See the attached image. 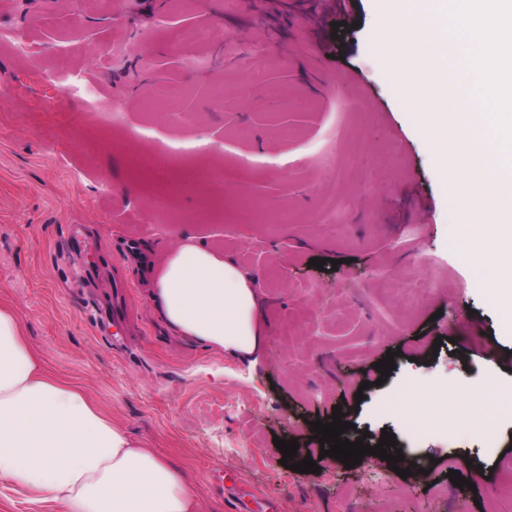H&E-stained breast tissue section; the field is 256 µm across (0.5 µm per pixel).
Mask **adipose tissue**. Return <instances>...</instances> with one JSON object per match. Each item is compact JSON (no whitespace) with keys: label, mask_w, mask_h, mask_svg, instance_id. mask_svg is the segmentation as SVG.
Returning a JSON list of instances; mask_svg holds the SVG:
<instances>
[{"label":"adipose tissue","mask_w":512,"mask_h":512,"mask_svg":"<svg viewBox=\"0 0 512 512\" xmlns=\"http://www.w3.org/2000/svg\"><path fill=\"white\" fill-rule=\"evenodd\" d=\"M150 298L175 333L232 361L262 348L255 280L218 248L182 233L153 270ZM56 512H201L185 474L50 372L16 310L0 302V491Z\"/></svg>","instance_id":"obj_1"}]
</instances>
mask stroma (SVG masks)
Here are the masks:
<instances>
[{"label": "stroma", "instance_id": "1", "mask_svg": "<svg viewBox=\"0 0 512 512\" xmlns=\"http://www.w3.org/2000/svg\"><path fill=\"white\" fill-rule=\"evenodd\" d=\"M203 26L226 42L182 39ZM379 28L372 0H0V30L28 44L0 51V299L51 371L191 475L202 512H239L248 492L276 512H512V408L488 423L469 413L512 391V322L465 257L470 231L380 66ZM171 83L176 108L149 109ZM218 157L227 175L213 182ZM153 174L175 213L149 209ZM184 232L256 277L255 363L155 315L139 264ZM390 349L384 378L374 364ZM413 387L433 409L447 388L456 421L411 429L400 403ZM337 405L345 439L393 433L413 476L372 455L286 469L274 438L305 458L320 447L312 422Z\"/></svg>", "mask_w": 512, "mask_h": 512}]
</instances>
